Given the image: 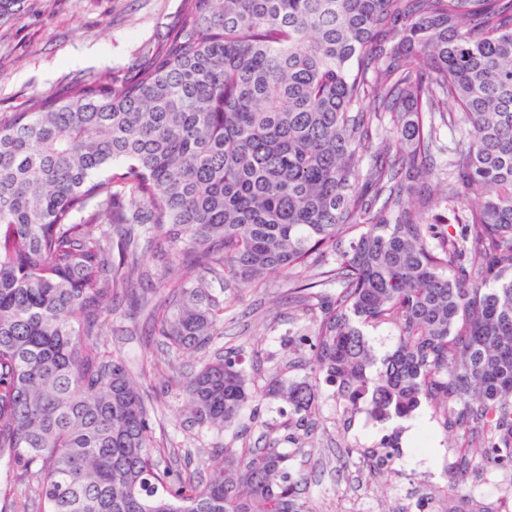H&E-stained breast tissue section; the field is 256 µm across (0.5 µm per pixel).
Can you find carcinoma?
<instances>
[{
    "mask_svg": "<svg viewBox=\"0 0 512 512\" xmlns=\"http://www.w3.org/2000/svg\"><path fill=\"white\" fill-rule=\"evenodd\" d=\"M157 228L191 257L137 298L173 355L219 335L224 289L325 268L308 379L265 391L294 420L204 476L153 446L94 339ZM320 382L383 419L427 405L464 460L512 469V0H182L122 78L0 110V512H307L279 445L308 437ZM182 391L219 431L259 401L231 353Z\"/></svg>",
    "mask_w": 512,
    "mask_h": 512,
    "instance_id": "carcinoma-1",
    "label": "carcinoma"
}]
</instances>
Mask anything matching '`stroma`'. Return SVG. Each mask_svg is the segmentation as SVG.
<instances>
[{"label":"stroma","instance_id":"obj_1","mask_svg":"<svg viewBox=\"0 0 512 512\" xmlns=\"http://www.w3.org/2000/svg\"><path fill=\"white\" fill-rule=\"evenodd\" d=\"M27 11L0 26V109L48 94L56 85L95 74L119 76L137 62L142 47L165 30L181 0H28ZM267 288L242 294L224 313V330L209 351L178 359L173 369L158 375L153 368L163 351L149 336L145 318L127 293L114 302L102 328L114 355L122 357L137 375L148 401L155 406L154 441L163 448L188 453L193 467L203 470L218 462L224 446H248L247 437L213 433L187 424L182 373L197 369L210 352L238 349L256 390H264L273 368L289 369L294 380L307 372L296 362L304 348L288 339L299 328L298 310L279 274L268 277ZM319 416L308 446L290 444L292 475L307 477L309 512H406L416 505L429 512L432 498L442 493L445 450L460 447L455 434L436 433L429 462L434 483L415 480L401 464L385 462L383 450L350 447L329 388H320Z\"/></svg>","mask_w":512,"mask_h":512}]
</instances>
